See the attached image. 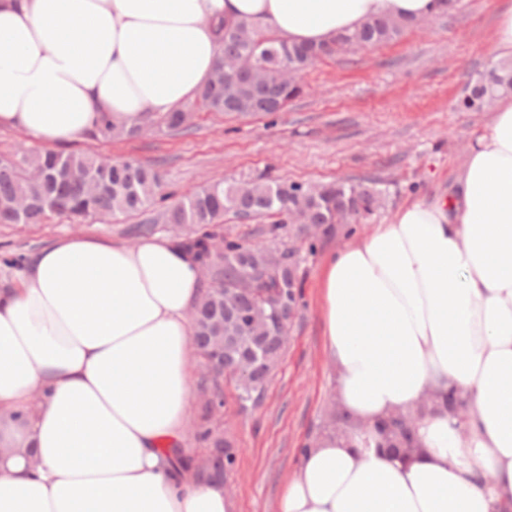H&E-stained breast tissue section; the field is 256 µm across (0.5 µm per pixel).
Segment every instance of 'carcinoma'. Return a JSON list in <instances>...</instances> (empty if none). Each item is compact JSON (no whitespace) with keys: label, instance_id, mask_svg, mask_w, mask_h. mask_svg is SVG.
I'll list each match as a JSON object with an SVG mask.
<instances>
[{"label":"carcinoma","instance_id":"cac0c4a2","mask_svg":"<svg viewBox=\"0 0 512 512\" xmlns=\"http://www.w3.org/2000/svg\"><path fill=\"white\" fill-rule=\"evenodd\" d=\"M407 26L409 23L399 20L373 19L352 33L338 36L330 45L304 47L268 38L245 21L224 19L217 26L220 56L195 105L213 112H279L302 91L284 82L283 66L302 71L338 50L393 41ZM243 58L251 59L252 69H238ZM511 93L512 60H501L472 85L462 106L481 111ZM189 120L188 108L161 116L162 124L175 132L189 130ZM140 132L139 127L118 128L104 117L89 137L133 138ZM164 199L160 175L132 161L30 148L21 149L14 158L0 159V224L22 228L40 224L50 214L78 220L100 214L112 217L147 210ZM385 204V191L372 179L304 186L259 178L248 182L244 191L237 190L233 183L208 184L158 214L163 223L188 229L175 235L176 243L208 271V286L190 319L191 341L204 364H210L217 348H224L228 355L226 371L209 373L213 393L223 396L222 381L234 380V364L250 359V382L236 385V399L244 408L261 402L268 376L284 347L280 328L264 335L262 323L267 315L298 311L301 281L300 262L293 251L283 254L280 266L271 267L268 246L227 239L209 227L228 212L240 217L276 216L278 221L267 229V234L276 238L298 212L308 223L321 225L324 234L338 235L349 221L366 222ZM0 263L5 267L3 287L11 288L13 280L25 270L27 257L12 254L1 258ZM435 407L460 419L467 402L450 391L442 402L430 398L414 411L387 416L378 424L384 439L381 450L397 457L416 454L420 446L415 422ZM326 414V435L349 425L336 406ZM198 435L209 443L212 457L211 468L204 476L224 481V470L235 464L236 452L217 426H203ZM169 463L178 477L192 472L191 457L186 454H173Z\"/></svg>","mask_w":512,"mask_h":512}]
</instances>
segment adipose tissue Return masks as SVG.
I'll use <instances>...</instances> for the list:
<instances>
[{
	"mask_svg": "<svg viewBox=\"0 0 512 512\" xmlns=\"http://www.w3.org/2000/svg\"><path fill=\"white\" fill-rule=\"evenodd\" d=\"M435 0H0V125L67 144L187 106L215 25L319 46ZM321 319L351 419L302 458L279 512H512V99L471 145L448 200L414 201L326 258ZM204 293L172 239L64 237L0 292V512H232L223 486L175 477L194 397L189 314ZM455 388L423 451H379L376 423Z\"/></svg>",
	"mask_w": 512,
	"mask_h": 512,
	"instance_id": "adipose-tissue-1",
	"label": "adipose tissue"
}]
</instances>
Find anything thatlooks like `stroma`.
I'll return each instance as SVG.
<instances>
[{
  "mask_svg": "<svg viewBox=\"0 0 512 512\" xmlns=\"http://www.w3.org/2000/svg\"><path fill=\"white\" fill-rule=\"evenodd\" d=\"M503 0H457L426 27L396 41L318 60L301 73L303 94L277 114L237 116L197 110L182 134L152 127L132 140L84 138L78 149L158 170L174 198L215 181L264 175L280 182L315 184L379 180L388 205L373 223L350 235L270 241L267 217L226 214L225 236L268 243L300 257L303 306L261 403L241 409L224 390L220 423L237 448L229 473L233 512H278L303 446L322 431L324 409L336 391V372L324 347L318 277L325 256L368 235L415 200L448 198L469 146L484 133L491 112L459 106L469 80L495 62L494 35ZM140 214L77 224L62 216L17 231L0 225V252L37 254L61 237L88 235L128 245L141 241Z\"/></svg>",
  "mask_w": 512,
  "mask_h": 512,
  "instance_id": "obj_1",
  "label": "stroma"
}]
</instances>
